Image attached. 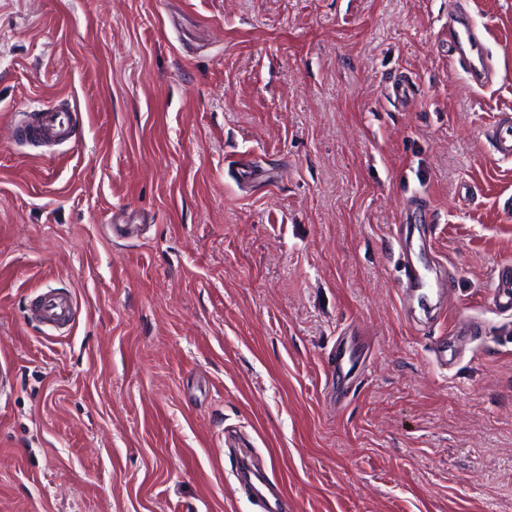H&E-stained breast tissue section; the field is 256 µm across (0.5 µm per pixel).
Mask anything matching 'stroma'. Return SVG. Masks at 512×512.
I'll return each mask as SVG.
<instances>
[{
	"instance_id": "35a3bbf8",
	"label": "stroma",
	"mask_w": 512,
	"mask_h": 512,
	"mask_svg": "<svg viewBox=\"0 0 512 512\" xmlns=\"http://www.w3.org/2000/svg\"><path fill=\"white\" fill-rule=\"evenodd\" d=\"M450 2L0 0V512H260L228 430L285 512H512V163L479 135L512 112V0H470L489 88L448 61ZM37 102L77 140L22 139ZM406 248L447 271L438 315L401 296ZM48 290L68 333L28 317ZM492 298L495 308L503 313L512 312V265L499 267ZM76 299L54 290L42 292L29 301V315L46 329L67 330L73 323V308ZM475 322L472 319L459 320L454 325V332L451 336L450 344H437L432 352L435 363L442 370L454 366L460 359L466 346L468 336H471L475 328ZM335 353L330 361L327 382L329 388L336 395V408H339L344 399V394L338 389V382L342 379H353L364 367L366 357L357 354L354 348L347 344L343 338L336 342ZM335 387L336 390L334 391Z\"/></svg>"
}]
</instances>
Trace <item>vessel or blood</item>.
Listing matches in <instances>:
<instances>
[{
    "mask_svg": "<svg viewBox=\"0 0 512 512\" xmlns=\"http://www.w3.org/2000/svg\"><path fill=\"white\" fill-rule=\"evenodd\" d=\"M448 59L458 67L473 84L487 87L496 76L493 56L487 46V31L478 27L470 11L469 0H455L448 14ZM37 120L26 135L44 146H56L75 139L76 133L68 113L49 107H37ZM484 140L490 145L495 158L501 162H512V114L503 112L481 130ZM495 308L512 312V265L504 264L498 269L492 292ZM75 300L71 295L54 290L42 292L29 301V315L39 325L50 330L70 328L73 323ZM475 328L473 320H461L454 326L450 344H438L433 355L440 369L454 366L460 359L469 336ZM365 363L345 341H337L327 382L337 387L340 380L353 379Z\"/></svg>",
    "mask_w": 512,
    "mask_h": 512,
    "instance_id": "1",
    "label": "vessel or blood"
}]
</instances>
